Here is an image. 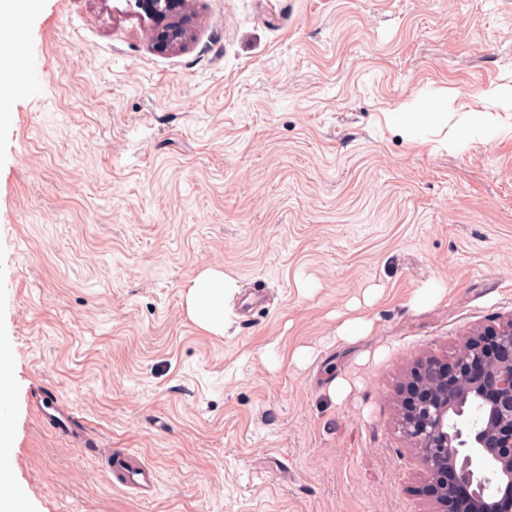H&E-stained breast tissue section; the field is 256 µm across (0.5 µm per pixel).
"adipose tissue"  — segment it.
<instances>
[{
	"mask_svg": "<svg viewBox=\"0 0 512 512\" xmlns=\"http://www.w3.org/2000/svg\"><path fill=\"white\" fill-rule=\"evenodd\" d=\"M236 288V282L219 271L200 274L189 287L186 303L190 318L202 329L220 334L224 331V305ZM9 415L0 411V512H22V495L10 481Z\"/></svg>",
	"mask_w": 512,
	"mask_h": 512,
	"instance_id": "1",
	"label": "adipose tissue"
}]
</instances>
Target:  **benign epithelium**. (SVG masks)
Listing matches in <instances>:
<instances>
[{"mask_svg": "<svg viewBox=\"0 0 512 512\" xmlns=\"http://www.w3.org/2000/svg\"><path fill=\"white\" fill-rule=\"evenodd\" d=\"M135 3L158 49L186 45L188 0ZM397 422L435 512H512V314L469 334L450 358L418 359L398 389Z\"/></svg>", "mask_w": 512, "mask_h": 512, "instance_id": "7a95c632", "label": "benign epithelium"}]
</instances>
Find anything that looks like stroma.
I'll list each match as a JSON object with an SVG mask.
<instances>
[{"label":"stroma","instance_id":"obj_1","mask_svg":"<svg viewBox=\"0 0 512 512\" xmlns=\"http://www.w3.org/2000/svg\"><path fill=\"white\" fill-rule=\"evenodd\" d=\"M187 19L167 53L132 0L0 13L26 512H431L395 395L414 360L512 313V0H190ZM401 106L438 119L403 132ZM477 124L493 139L461 138ZM207 270L238 284L220 335L186 309ZM429 284L445 295L415 305ZM37 383L86 447L27 410ZM107 448L155 468L153 498L110 482Z\"/></svg>","mask_w":512,"mask_h":512}]
</instances>
